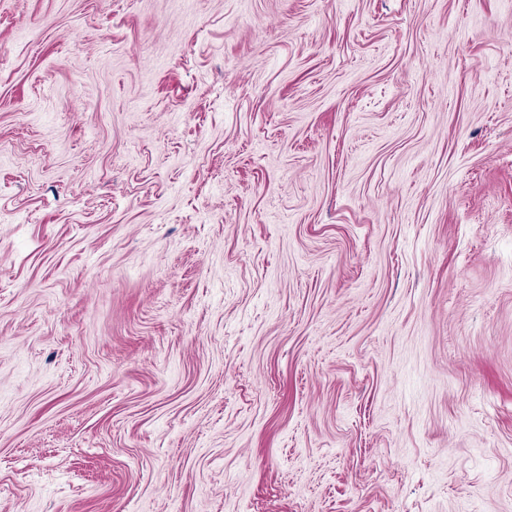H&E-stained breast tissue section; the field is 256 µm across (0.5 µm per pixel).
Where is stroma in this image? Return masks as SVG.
<instances>
[{
    "mask_svg": "<svg viewBox=\"0 0 512 512\" xmlns=\"http://www.w3.org/2000/svg\"><path fill=\"white\" fill-rule=\"evenodd\" d=\"M0 512H512V0H0Z\"/></svg>",
    "mask_w": 512,
    "mask_h": 512,
    "instance_id": "35a3bbf8",
    "label": "stroma"
}]
</instances>
